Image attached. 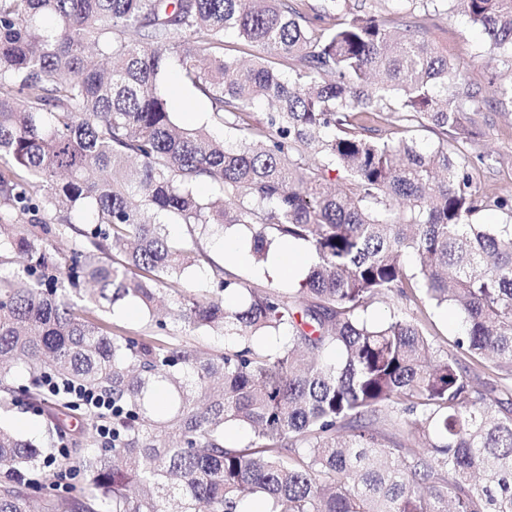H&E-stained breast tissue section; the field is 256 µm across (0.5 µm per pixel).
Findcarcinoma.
<instances>
[{"label": "carcinoma", "mask_w": 512, "mask_h": 512, "mask_svg": "<svg viewBox=\"0 0 512 512\" xmlns=\"http://www.w3.org/2000/svg\"><path fill=\"white\" fill-rule=\"evenodd\" d=\"M408 2L464 14L512 71V0ZM309 10L320 24L295 0H0V411L19 366L35 397L54 375L112 400L110 446L96 413L59 458L0 427V512H31L25 475L73 459L106 512H512V232L476 222L512 199L473 189L463 122L512 83L488 99L416 21ZM228 30L271 59L225 56ZM172 71L236 150L178 124ZM218 228L257 266L304 243L300 288L225 272ZM192 266L210 278L187 296ZM391 295L409 305L370 321ZM119 301L141 330L105 323ZM448 306L455 352L417 316ZM230 426L251 441L225 446Z\"/></svg>", "instance_id": "carcinoma-1"}]
</instances>
